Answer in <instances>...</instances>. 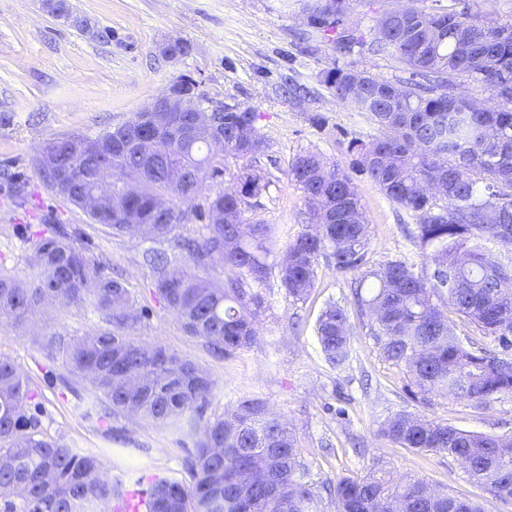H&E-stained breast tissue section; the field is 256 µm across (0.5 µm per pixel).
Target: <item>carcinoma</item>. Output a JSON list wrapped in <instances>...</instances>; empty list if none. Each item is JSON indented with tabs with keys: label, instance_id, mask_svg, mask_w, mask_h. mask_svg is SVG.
Here are the masks:
<instances>
[{
	"label": "carcinoma",
	"instance_id": "1",
	"mask_svg": "<svg viewBox=\"0 0 512 512\" xmlns=\"http://www.w3.org/2000/svg\"><path fill=\"white\" fill-rule=\"evenodd\" d=\"M311 34L329 37L336 51L362 42L350 19L355 0H301ZM421 19L377 22L376 50L397 57L410 73L389 80L336 65L322 81L337 100L370 115L377 134L354 139L352 169L367 176L415 221L417 245L431 272L392 260L363 274L354 300L371 319V334L383 358L402 368L426 404L449 395L476 408L512 394V270L487 255L493 241L512 252V23L494 27L481 17L483 4L436 11L424 6ZM361 81H352L353 75ZM483 84L495 99L486 107L458 93L461 79ZM168 88L203 100L197 84L179 77ZM251 106L230 105L212 115L224 128V154L249 158L265 149ZM104 153L87 158L79 135L49 141L36 159L47 187L80 208L114 235L144 232L157 242L173 239L187 215L206 221L195 238L173 239L188 263L174 267L162 251L145 252L156 273L155 288L183 331L214 353L229 355L258 340L257 318L270 257L278 251L277 225L243 219L249 199L264 188L263 177L247 170L239 187H220L196 204L199 173L215 178L223 160L209 156L207 129L177 141L168 131L149 140L124 123L98 135ZM160 153L185 169L180 179ZM139 169L143 187L125 194L124 174ZM114 174L112 193L125 207L97 215L81 200L91 194L103 170ZM289 175L311 212L327 224L286 244L279 279L298 301L314 286L317 257L327 251L336 269L355 272L363 264L368 228L351 175L320 153L306 151ZM38 277L21 282L0 274V318L22 325L42 308L80 307L91 301L105 326L85 336L54 334L42 345L74 376L89 380L109 416L144 419L177 430L204 418L215 380L193 362L161 345L136 340L130 331L145 317L124 284L91 262L66 232L43 235L35 245ZM224 264V281L199 274ZM374 279L364 293L367 278ZM467 318L498 340L491 351L463 344L447 311ZM316 334L326 359L338 367L349 358L344 309L334 303L321 313ZM35 393L15 365L0 357V512H320L327 499L336 512H482L477 502L432 489L421 479L395 480L375 459L360 476H343L315 486L288 424L270 415L257 398L239 401L232 419H208L187 477L161 478L143 504L124 494L122 482L104 472L102 456L78 454L44 431ZM384 437L412 452L447 453L466 460L470 480L482 491L512 502V434L463 430L407 410L389 413Z\"/></svg>",
	"mask_w": 512,
	"mask_h": 512
}]
</instances>
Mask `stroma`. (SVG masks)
Returning <instances> with one entry per match:
<instances>
[{
	"label": "stroma",
	"instance_id": "1",
	"mask_svg": "<svg viewBox=\"0 0 512 512\" xmlns=\"http://www.w3.org/2000/svg\"><path fill=\"white\" fill-rule=\"evenodd\" d=\"M69 3L88 29L55 17L41 0H0V272L33 279L35 240L51 228H66L93 262L104 263L106 274L124 283L138 306L147 307L134 337L176 351L215 379L207 418L230 417L240 400L257 397L294 429L315 482L363 473L380 457L394 475L420 478L437 490L476 500L483 512H512V504L476 487L454 458L398 448L380 434L384 417L399 409L469 431L512 433V394L480 409L454 397L431 405L414 401L406 374L381 356L368 317L352 302L356 273L338 271L330 258L319 256L315 285L306 300L297 302L278 276L270 275L258 342L214 356L155 296L154 274L143 260L152 240L116 236L90 223L80 209L52 193L34 165L48 140L113 129L131 120L171 80L185 76L213 103L254 107L256 126L266 139L265 150L255 158H225L223 176L206 179L203 194L233 187L244 168L260 170L268 185L252 198L246 219L280 225L283 238H295L312 230L314 222L289 175L294 157L312 150L347 169L349 142L376 132L366 113L333 97L321 80L323 72L338 62L388 79L407 75L395 57L371 48L379 12L396 0H357L352 19L364 42L346 54L319 35L305 43L297 40L304 28L299 0ZM177 40L188 44V53L165 59L161 45ZM288 83L302 87L301 98L285 96ZM16 178L27 186L22 205L13 197ZM353 182L369 224L364 270L391 260L424 269L409 213L364 176L354 175ZM331 302L344 307L349 318L351 354L341 367L326 360L315 331ZM103 325L100 311L91 305L41 313L20 328L0 321V356L29 379L44 429L77 452L104 454L108 475L137 499L154 479L184 478V462L201 435L179 439L146 420H99L100 394L60 362L48 360L41 342L55 333L80 336Z\"/></svg>",
	"mask_w": 512,
	"mask_h": 512
}]
</instances>
